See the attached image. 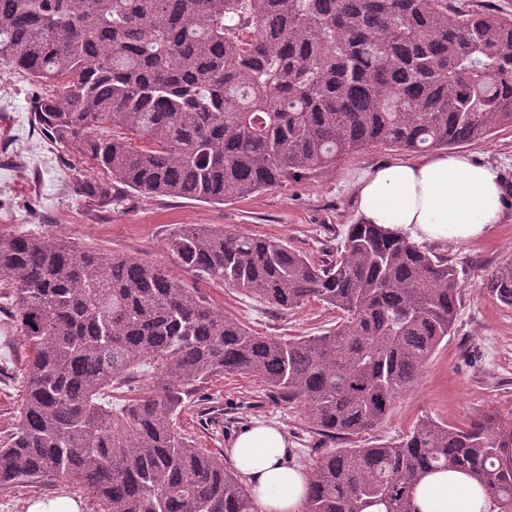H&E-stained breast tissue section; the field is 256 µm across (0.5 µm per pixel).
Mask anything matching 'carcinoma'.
<instances>
[{
    "label": "carcinoma",
    "instance_id": "cac0c4a2",
    "mask_svg": "<svg viewBox=\"0 0 512 512\" xmlns=\"http://www.w3.org/2000/svg\"><path fill=\"white\" fill-rule=\"evenodd\" d=\"M0 66L44 88L34 122L105 172L71 173L101 208L124 193L224 203L367 146L419 153L512 128V15L457 0H0ZM197 279L284 314L340 313L309 339L257 336L165 268L52 237L0 236V286L29 355L0 489L65 478L102 512H255L224 455L176 424L182 388L248 374L343 440L310 467L303 512H414L430 470L462 469L512 512V419H419L362 443L451 335L461 283L448 257L379 224L337 255L186 224L166 240ZM486 291L512 307V260ZM140 372L156 389L113 393Z\"/></svg>",
    "mask_w": 512,
    "mask_h": 512
}]
</instances>
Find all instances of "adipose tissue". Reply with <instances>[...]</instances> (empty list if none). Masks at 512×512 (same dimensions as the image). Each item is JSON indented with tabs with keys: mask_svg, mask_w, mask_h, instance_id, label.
<instances>
[{
	"mask_svg": "<svg viewBox=\"0 0 512 512\" xmlns=\"http://www.w3.org/2000/svg\"><path fill=\"white\" fill-rule=\"evenodd\" d=\"M360 219L401 232L415 243L473 241L500 223L507 201L497 166L464 153L435 152L372 167L352 183ZM231 458L251 485L258 512H301L308 474L288 460V437L255 422L235 437ZM416 512H499L465 471H434L413 493Z\"/></svg>",
	"mask_w": 512,
	"mask_h": 512,
	"instance_id": "1",
	"label": "adipose tissue"
}]
</instances>
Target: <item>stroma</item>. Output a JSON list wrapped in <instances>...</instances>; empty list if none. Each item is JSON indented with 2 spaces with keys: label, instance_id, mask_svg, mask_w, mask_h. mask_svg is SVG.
Here are the masks:
<instances>
[{
  "label": "stroma",
  "instance_id": "35a3bbf8",
  "mask_svg": "<svg viewBox=\"0 0 512 512\" xmlns=\"http://www.w3.org/2000/svg\"><path fill=\"white\" fill-rule=\"evenodd\" d=\"M38 92L25 75L0 70V235L52 236L105 255L121 254L165 267L192 281L168 252L166 240L183 224H210L258 237L280 238L313 257L339 246L357 220L351 187L360 171L400 158L384 147H368L336 168L222 204L127 195L104 211L70 188L72 170L97 177L101 171L77 145L53 143L34 123ZM464 152L496 165L512 184V129L464 145ZM447 255L459 274L462 296L454 332L430 359L418 385L394 406L375 436L402 438L429 416L464 426L488 413L512 414V308L485 290L488 274L512 259V199L501 223L478 240L430 244ZM194 281V280H193ZM197 283V282H196ZM199 291L253 332L268 337L307 338L335 327L336 310L309 303L289 314L235 289L208 282ZM13 303L0 288V438L18 421L24 390L25 343L12 319ZM275 424L292 443L293 460L310 467L329 441L316 434L300 405L283 401L255 377L224 375L188 388L178 423L197 447L228 451L242 426ZM66 496L80 512H101L97 499L65 479L27 482L0 490V512H25L28 503Z\"/></svg>",
  "mask_w": 512,
  "mask_h": 512
}]
</instances>
